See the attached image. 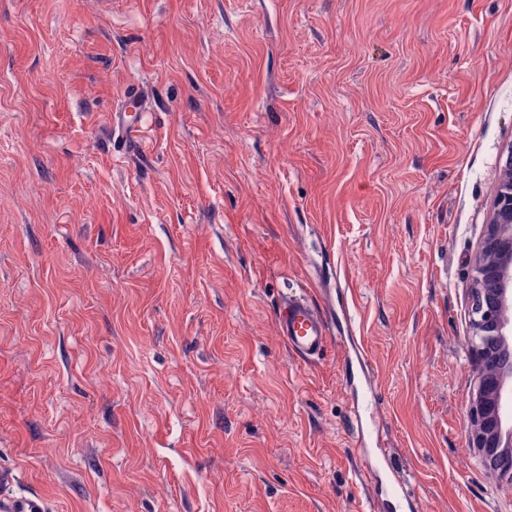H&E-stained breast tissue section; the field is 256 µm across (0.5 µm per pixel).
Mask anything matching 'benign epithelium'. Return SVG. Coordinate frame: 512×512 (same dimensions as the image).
<instances>
[{
    "label": "benign epithelium",
    "instance_id": "benign-epithelium-1",
    "mask_svg": "<svg viewBox=\"0 0 512 512\" xmlns=\"http://www.w3.org/2000/svg\"><path fill=\"white\" fill-rule=\"evenodd\" d=\"M475 386L468 406L469 444L487 462L512 455V364L499 363L484 337L512 340V147L493 202L487 232L475 255L470 283Z\"/></svg>",
    "mask_w": 512,
    "mask_h": 512
}]
</instances>
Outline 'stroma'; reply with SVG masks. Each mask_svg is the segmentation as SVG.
Masks as SVG:
<instances>
[{"label":"stroma","instance_id":"1","mask_svg":"<svg viewBox=\"0 0 512 512\" xmlns=\"http://www.w3.org/2000/svg\"><path fill=\"white\" fill-rule=\"evenodd\" d=\"M511 147L512 0H0V495L372 512L342 339L275 329L303 292L352 309L418 512H512L466 416ZM142 130L140 120H137V113L129 114L127 110L123 112H113L109 134L112 136V142L115 143L119 137L124 142H136ZM275 325L287 347L305 360H317L333 339V321L303 294L282 297Z\"/></svg>","mask_w":512,"mask_h":512}]
</instances>
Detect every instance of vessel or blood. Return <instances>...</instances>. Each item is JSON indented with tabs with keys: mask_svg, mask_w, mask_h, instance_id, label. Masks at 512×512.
<instances>
[{
	"mask_svg": "<svg viewBox=\"0 0 512 512\" xmlns=\"http://www.w3.org/2000/svg\"><path fill=\"white\" fill-rule=\"evenodd\" d=\"M141 130L136 115L125 111L113 113L109 129L112 138L133 141ZM275 325L287 347L306 360L320 359L333 339L332 319L302 294L282 297L275 313ZM381 498L388 512H405L410 502L404 477L390 472L381 487ZM0 512H46V506L35 495L11 497L0 501Z\"/></svg>",
	"mask_w": 512,
	"mask_h": 512,
	"instance_id": "vessel-or-blood-1",
	"label": "vessel or blood"
}]
</instances>
